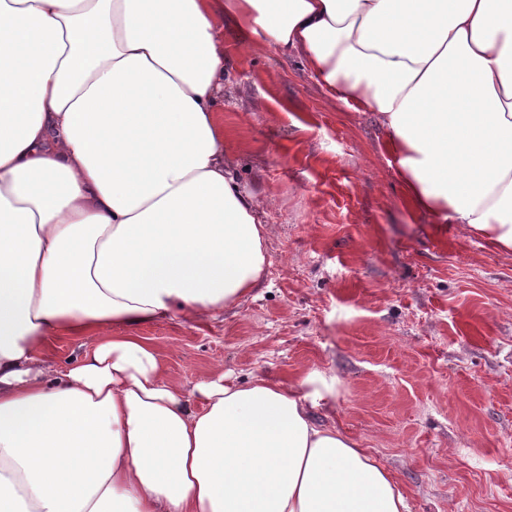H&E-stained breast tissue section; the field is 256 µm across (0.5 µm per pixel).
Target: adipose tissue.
<instances>
[{
	"mask_svg": "<svg viewBox=\"0 0 512 512\" xmlns=\"http://www.w3.org/2000/svg\"><path fill=\"white\" fill-rule=\"evenodd\" d=\"M374 113L409 207L512 253V0H0V512H409L317 371L186 390L137 328L239 306L260 203L225 21ZM56 336H90L58 366Z\"/></svg>",
	"mask_w": 512,
	"mask_h": 512,
	"instance_id": "adipose-tissue-1",
	"label": "adipose tissue"
}]
</instances>
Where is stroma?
Listing matches in <instances>:
<instances>
[{"label":"stroma","mask_w":512,"mask_h":512,"mask_svg":"<svg viewBox=\"0 0 512 512\" xmlns=\"http://www.w3.org/2000/svg\"><path fill=\"white\" fill-rule=\"evenodd\" d=\"M217 111L264 207L266 279L207 323L139 334L189 388L321 372L314 419L368 449L410 512H512V254L412 211L372 113L229 21Z\"/></svg>","instance_id":"stroma-1"}]
</instances>
